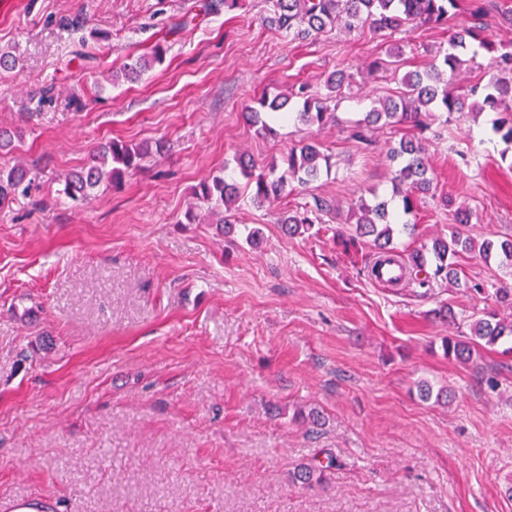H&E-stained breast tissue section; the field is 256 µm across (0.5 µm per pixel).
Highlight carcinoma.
I'll return each instance as SVG.
<instances>
[{
    "mask_svg": "<svg viewBox=\"0 0 512 512\" xmlns=\"http://www.w3.org/2000/svg\"><path fill=\"white\" fill-rule=\"evenodd\" d=\"M270 21L289 40L306 38L328 29L339 28L351 32L369 26L387 35L396 34L413 24L440 27L448 22V16L464 10L470 21L458 26L448 38V47L440 46L432 58L420 70L408 71L402 78L404 91L391 98L380 100L357 121L361 130L378 126L408 124L420 130L430 126V121L444 114H457L463 118L476 117L484 112L493 114L491 131L501 141L512 145V45H504L484 35L482 23L485 9L480 0H469L462 8L463 0H266ZM478 45L489 55L488 81L480 89L473 88L465 94L456 88V77L465 60L464 54L473 45ZM166 41L157 40L151 52L141 55L122 68L112 72V84L136 82L141 75L164 61ZM346 81L340 70L326 80L328 94H310L301 89V101L292 102L286 94L272 97L263 95L244 112L246 121L263 133L274 134L277 117H294L310 126L321 127L332 118L328 103L336 98ZM150 156L149 147L120 139H111L97 148L95 160L88 166L70 173L57 194L79 201L90 197L101 185H121L125 178L142 169L144 160ZM395 163L392 183L393 193L388 199H378L369 204L360 202L355 212L356 237L346 238L336 234V241L343 246L344 253L356 246V238H369L375 256L395 250V232L413 234L416 225L399 224L403 217L415 216L420 196L431 190L428 177V160L424 144L417 138L402 137L389 153ZM325 160L320 146L315 141L294 145L282 154L285 168L277 176V164L269 169H256L246 155L234 157L236 178L228 181L216 175L199 184L194 191L196 199L212 211L222 214L219 223L224 225V235H245V241L255 244L259 231L247 225L237 228L231 222L232 212L244 193L250 200L261 205L288 195L292 182L307 185L316 180ZM32 172L16 164L0 167V209L8 208L21 198L28 196L32 185ZM334 210L324 199H314V204L303 205L281 217V224L290 235L299 233L302 227L311 228L322 222L321 215ZM471 223L467 209L458 208L454 213V227L446 237H436L431 244L413 249L402 255L406 268V279L421 288H427L438 280L461 285L459 262L463 254L474 249L484 259L501 258V263L512 267V237L504 240L485 238L476 242L466 234L463 227ZM471 336L465 340L447 337L443 340L444 354L449 358L468 361L473 357L474 345L483 340L489 345L512 339V320H505L493 309H485L471 316ZM333 462L300 464L292 475V481L304 486L321 485Z\"/></svg>",
    "mask_w": 512,
    "mask_h": 512,
    "instance_id": "carcinoma-1",
    "label": "carcinoma"
}]
</instances>
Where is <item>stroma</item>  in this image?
Wrapping results in <instances>:
<instances>
[{"label":"stroma","instance_id":"35a3bbf8","mask_svg":"<svg viewBox=\"0 0 512 512\" xmlns=\"http://www.w3.org/2000/svg\"><path fill=\"white\" fill-rule=\"evenodd\" d=\"M195 2L0 0V48L20 57L0 70V128L16 133L0 166L39 173L30 198L0 210V507L29 497L50 512H512V353L501 343L463 364L441 349L469 335L495 289L512 288V268L472 253L464 274L486 293L391 288L332 239L360 201L391 196L389 150L410 131L360 141L354 122L398 95L447 31L290 42L265 0L191 23ZM163 36L162 65L111 84ZM394 41L400 61L371 70ZM339 69L352 81L334 121L290 120L272 135L246 124L262 94L305 84L323 95ZM488 120L454 115L424 132L433 184L398 250L447 235L453 206L471 210L476 239L512 235V153L489 139ZM113 138L165 148L122 186L58 198ZM310 138L329 171L240 205L235 221L260 227L259 244L225 237L194 187L236 154L262 169ZM315 197L337 207L325 230L285 235L282 215ZM443 304L452 319L434 316ZM424 384L447 399H423ZM329 454L338 465L323 485L290 482Z\"/></svg>","mask_w":512,"mask_h":512}]
</instances>
